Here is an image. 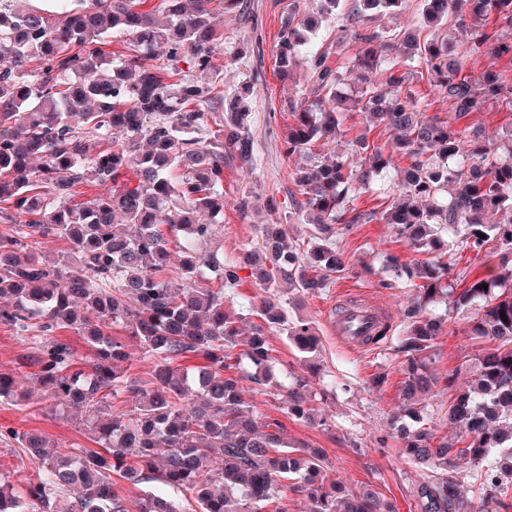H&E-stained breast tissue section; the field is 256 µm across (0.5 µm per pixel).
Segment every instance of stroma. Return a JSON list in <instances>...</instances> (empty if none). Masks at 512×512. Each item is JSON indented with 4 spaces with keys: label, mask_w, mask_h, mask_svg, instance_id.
Returning a JSON list of instances; mask_svg holds the SVG:
<instances>
[{
    "label": "stroma",
    "mask_w": 512,
    "mask_h": 512,
    "mask_svg": "<svg viewBox=\"0 0 512 512\" xmlns=\"http://www.w3.org/2000/svg\"><path fill=\"white\" fill-rule=\"evenodd\" d=\"M312 0H244L240 9H217L214 22L224 40L215 63L224 70V91L231 94L250 84L252 119L248 132L253 142V161L234 159L224 165V223L216 237L201 246L203 252L233 256L262 253V227L280 225L290 238L307 243L313 225L297 216V188L292 175L298 158L283 152L282 136L290 121L292 100L318 95L304 66H297L293 79L277 74L276 45L279 30L289 13L312 11ZM249 196L253 208L241 215L238 204ZM343 252L348 271L331 275L327 288L308 294H290L291 313L310 319L320 341V370L311 378L314 406L328 418L329 429L288 421V434L297 441L324 449L330 467L350 491L371 484L396 512H417L412 488L417 471L407 465L391 436L390 418L400 406L403 360L396 351L397 337L378 349H358L336 333V315L342 303L364 295L399 325L401 313L414 290L409 282L383 287L393 273L385 265L389 256L411 260L408 242L388 224H357L352 230L337 229L332 237ZM434 316L448 321V331L439 338L432 368L447 373L472 354L476 346L466 336L467 319L449 313L445 304L432 306ZM26 342L10 327L0 325V368L13 371L25 389H33L30 368L24 358ZM380 374L385 382L372 387L370 379ZM35 431L59 448H87L91 441L80 412L62 409L47 397L25 407L0 402V429Z\"/></svg>",
    "instance_id": "stroma-1"
}]
</instances>
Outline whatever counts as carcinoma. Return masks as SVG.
<instances>
[{
	"label": "carcinoma",
	"mask_w": 512,
	"mask_h": 512,
	"mask_svg": "<svg viewBox=\"0 0 512 512\" xmlns=\"http://www.w3.org/2000/svg\"><path fill=\"white\" fill-rule=\"evenodd\" d=\"M215 1L225 2L157 0L146 10V0H51L50 9L19 10L14 0H0V61H8L0 67V224L8 225L0 232V324L23 335L40 389L81 409L96 444L56 452L39 433L1 429L38 474L23 491L0 480V512H178L169 495L144 484L190 495L196 512H287L289 490L308 512H395L371 485L341 494L322 452L290 439L283 422L258 414L245 398L274 389L288 418L324 424L308 399L309 378L291 372L282 381L274 372L267 333L286 335L305 367L318 370L313 326L290 316L278 291L284 282L290 290H323L345 269L330 226L377 218L425 255L386 259L416 292L402 314L403 409L392 438L418 472V512H473L449 475L461 461L481 468L479 497L504 505L512 500V132L493 139L467 119L495 103L512 106V77L487 71L474 82L464 70L485 54L512 58V0H421L424 24L444 31L424 43L395 40L373 25L406 0H353L348 8L345 0H317V15L284 22L279 75L288 76L304 54L324 93L290 104L293 124L282 138L285 155L308 161L294 179L299 209L322 236L304 248L266 227L269 296L243 342L240 313L226 300L239 286L242 262L197 251L224 220L225 160H251V86L227 97L216 92L222 35L211 21ZM330 17L336 41L307 50L306 33ZM491 18L498 25L492 34ZM453 22L467 31L461 46L453 43ZM118 34L131 39L132 53L116 61L106 47ZM350 39L358 51L343 60ZM385 45L418 59L419 76L448 101L451 117L427 112ZM158 46L165 58L155 64L148 53ZM333 56L361 85L344 99L347 109L361 113L368 129L393 134V151L407 163L397 200L378 215L355 201L391 167L384 146L360 134L355 149L330 162L314 156L341 125L327 103L338 98ZM215 104L224 121L212 127ZM87 188L97 193L84 200ZM450 236L500 263L482 278L450 277L443 260ZM48 237L66 241L72 257L38 254ZM172 246L182 253L176 285L165 269ZM203 267L217 287L200 285ZM440 299L451 313L471 312L470 339L493 343L443 376L431 369L446 332V321L429 311ZM389 331L379 322L364 343L378 345ZM66 332L81 338L86 355ZM135 345L152 357L140 383L125 369ZM240 345L243 352H235ZM242 357L250 370L239 369ZM191 360L198 364L184 365ZM440 385L458 429L451 439L437 436L420 406ZM4 400L25 404L14 375L0 369ZM121 480L140 488L133 509Z\"/></svg>",
	"instance_id": "cac0c4a2"
}]
</instances>
